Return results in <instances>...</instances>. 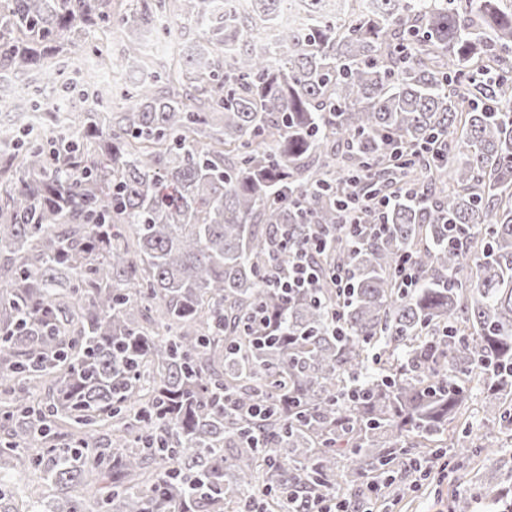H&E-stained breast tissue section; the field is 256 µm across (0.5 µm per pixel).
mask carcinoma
Masks as SVG:
<instances>
[{
	"instance_id": "obj_1",
	"label": "carcinoma",
	"mask_w": 512,
	"mask_h": 512,
	"mask_svg": "<svg viewBox=\"0 0 512 512\" xmlns=\"http://www.w3.org/2000/svg\"><path fill=\"white\" fill-rule=\"evenodd\" d=\"M135 2L0 0V76L105 21L124 69L160 31L179 58L53 144L0 148V460L56 491L23 512L354 505L438 453L475 379L512 432V6L298 0L282 26L287 0H172L201 32L187 52L166 0ZM354 182L393 201L353 244ZM311 228L342 300L326 275L291 295L265 279L284 230ZM448 442L450 471L497 453ZM503 482L485 470L454 512H509Z\"/></svg>"
}]
</instances>
